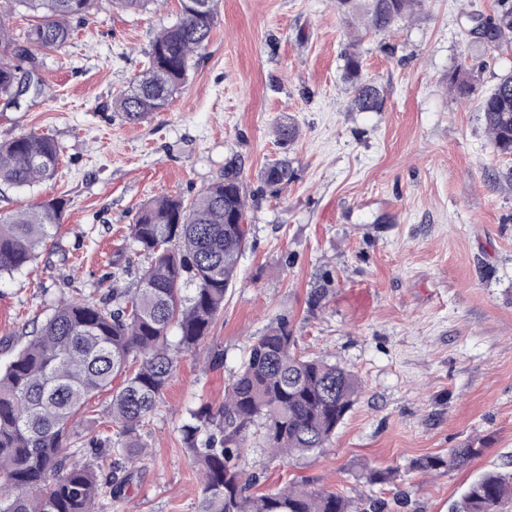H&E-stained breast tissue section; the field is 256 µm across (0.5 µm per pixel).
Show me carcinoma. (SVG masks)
Instances as JSON below:
<instances>
[{
    "instance_id": "1",
    "label": "carcinoma",
    "mask_w": 512,
    "mask_h": 512,
    "mask_svg": "<svg viewBox=\"0 0 512 512\" xmlns=\"http://www.w3.org/2000/svg\"><path fill=\"white\" fill-rule=\"evenodd\" d=\"M39 22L20 45L0 22V107L18 108L44 93L34 52L61 50L93 0H11ZM164 0H112L120 11H143ZM176 20L151 42L148 66L115 98L130 124L166 111L181 92L192 61L209 40L218 0H178ZM426 0H336L347 18L366 28L389 30L425 10ZM490 43L512 40V0L479 19ZM343 79L352 109L380 112L383 89L364 77L362 58L344 55ZM456 95L470 94L461 73L448 75ZM484 123L497 151L512 154V74L502 77L481 103ZM61 147L53 138L28 132L0 143V186L22 188L54 177ZM288 161L269 164L262 182L271 191L288 183ZM246 184L241 172L224 177L190 203L168 197L145 204L130 225V238L147 259L134 287L113 280L99 298L63 299L4 367H0V512H98L105 493L125 496L135 463L146 445L139 430L154 411L178 358L196 351L209 335L238 275L248 243ZM59 198L0 214V277L33 267L62 223ZM122 384L113 389L112 382ZM112 392L110 421L115 438L96 428L74 437L73 421L97 394ZM361 391L359 378L323 355L297 350L288 320L270 323L254 337L245 361L224 388L214 410L189 411L182 426L186 450L202 473L200 512H355L357 505L335 492L290 485L252 492L259 477H243L238 460L257 427L273 461L290 463L324 450ZM90 452L78 463L75 457ZM480 452L470 445L448 457L427 455L411 462L414 472L463 465ZM389 469H369L365 483L384 485ZM512 503V471L497 470L471 481L449 512H504Z\"/></svg>"
}]
</instances>
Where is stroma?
<instances>
[{
	"label": "stroma",
	"instance_id": "obj_1",
	"mask_svg": "<svg viewBox=\"0 0 512 512\" xmlns=\"http://www.w3.org/2000/svg\"><path fill=\"white\" fill-rule=\"evenodd\" d=\"M177 0L125 13L96 0L62 50L35 54L44 95L0 112V141L57 140L53 180L0 190V213L46 198L62 226L30 272L0 278V365L63 299L132 282L146 263L129 226L149 200H192L241 167L255 200L238 279L197 354L181 357L141 437L148 455L103 512H199L201 479L182 442L189 409L219 405L254 336L287 316L298 345L330 353L362 392L321 454L270 461L259 436L240 460L265 489L293 482L357 495L368 468L396 470L372 495L399 512H448L477 475L512 461V156L499 154L480 103L512 73V47L471 32L498 0H427L418 18L363 32L365 76L383 111L354 112L341 79L349 22L336 0H220L215 28L167 111L132 125L113 99L147 62ZM472 71L462 99L448 76ZM291 122L298 138L276 130ZM288 159L277 193L261 176ZM330 277L325 307L309 292ZM222 354L223 364L208 360ZM464 466L419 474L414 459L466 444Z\"/></svg>",
	"mask_w": 512,
	"mask_h": 512
}]
</instances>
